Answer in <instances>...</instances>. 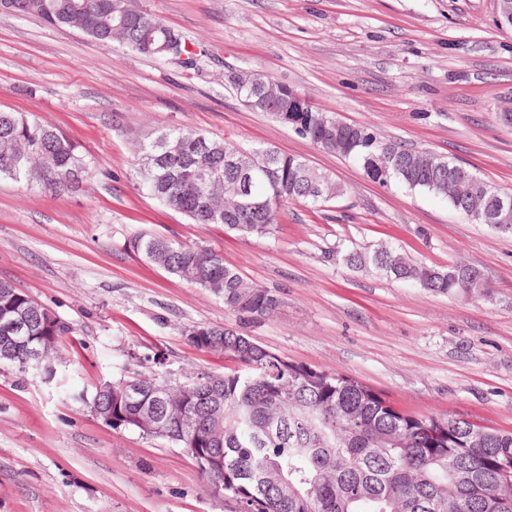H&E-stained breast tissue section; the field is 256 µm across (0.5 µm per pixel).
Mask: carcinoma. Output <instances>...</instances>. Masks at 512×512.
<instances>
[{"label": "carcinoma", "instance_id": "carcinoma-1", "mask_svg": "<svg viewBox=\"0 0 512 512\" xmlns=\"http://www.w3.org/2000/svg\"><path fill=\"white\" fill-rule=\"evenodd\" d=\"M12 13L35 16L51 26L91 24L86 34L112 41V26L127 20L122 46L160 59L139 42L178 39L182 64L197 63L195 43L136 5V0H13ZM232 88L254 112L285 124L280 112L288 94L269 91L259 70ZM294 132L328 151L353 160L374 183L392 184L440 197L462 216L473 204L492 209L507 192L470 169L468 181L448 193V170L459 165L433 153L385 142L373 126L348 123L312 106L300 112ZM233 151L255 169L246 195L234 193L236 174L224 168ZM137 174L144 190L160 188L158 202L194 224H221L227 232L264 237L290 201L319 205L343 195L331 174L308 161L269 148L242 150L187 127L157 129L137 142ZM95 162L79 154L61 130L22 112L0 111V180L59 194L88 175ZM130 248L146 261L205 290L245 323L269 317L279 297L254 285L224 263L217 252L155 234H140ZM348 267L412 282L434 293L467 296L484 284L481 270L466 262L440 269L411 261L387 243L340 255ZM190 341L202 351L238 365L213 381L195 370L171 382L135 374L99 383L89 406L112 415V428L146 434L147 414L159 412L168 432L161 439L182 449L194 465L210 457L224 464L200 473L220 485L236 512H512V474L501 462L512 459V432L477 426L450 416L399 411L352 375L317 370L275 354L251 337L228 328L199 327ZM72 332L53 311L0 280V365L28 373L34 350L43 354L40 377H55L60 339ZM15 339L5 346V337Z\"/></svg>", "mask_w": 512, "mask_h": 512}]
</instances>
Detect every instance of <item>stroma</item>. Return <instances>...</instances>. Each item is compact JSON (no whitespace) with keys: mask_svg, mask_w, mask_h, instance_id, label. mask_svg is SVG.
I'll return each instance as SVG.
<instances>
[{"mask_svg":"<svg viewBox=\"0 0 512 512\" xmlns=\"http://www.w3.org/2000/svg\"><path fill=\"white\" fill-rule=\"evenodd\" d=\"M202 53L195 68L119 41L0 11V110L63 129L97 171L63 194L0 181V280L72 328L57 376L0 366V512H235L179 448L97 419L78 393L137 371L173 381L227 360L187 340L242 331L288 360L347 373L405 413L512 432V235L428 193L371 182L232 92L259 70L323 112L450 158L512 192V29L495 0H137ZM169 126L305 157L342 196L292 202L268 236L193 224L143 191L134 146ZM154 233L220 253L281 300L241 324L210 293L135 254ZM386 242L417 262L465 260L484 296L436 295L347 268L345 248Z\"/></svg>","mask_w":512,"mask_h":512,"instance_id":"obj_1","label":"stroma"}]
</instances>
